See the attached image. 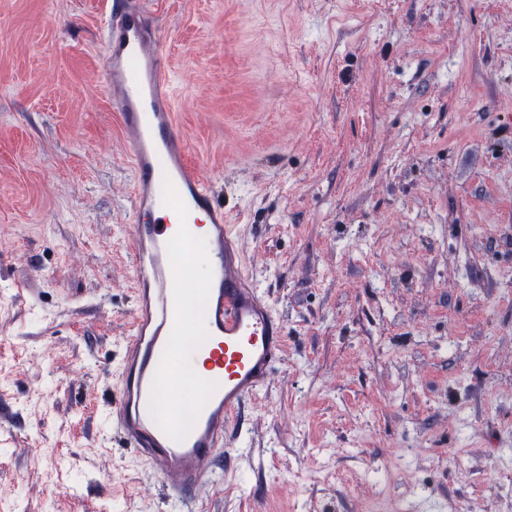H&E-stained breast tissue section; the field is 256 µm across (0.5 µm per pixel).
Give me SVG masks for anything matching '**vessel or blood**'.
<instances>
[{"instance_id": "b4317fda", "label": "vessel or blood", "mask_w": 512, "mask_h": 512, "mask_svg": "<svg viewBox=\"0 0 512 512\" xmlns=\"http://www.w3.org/2000/svg\"><path fill=\"white\" fill-rule=\"evenodd\" d=\"M165 36L146 0H105L104 93L129 145L136 285L109 417L113 439L148 462L181 512H198L218 461L244 454L245 412L282 361L286 325L246 270L218 185L188 159ZM198 243L208 268L200 282L184 270ZM180 336L191 337L200 376L184 378L174 364Z\"/></svg>"}]
</instances>
